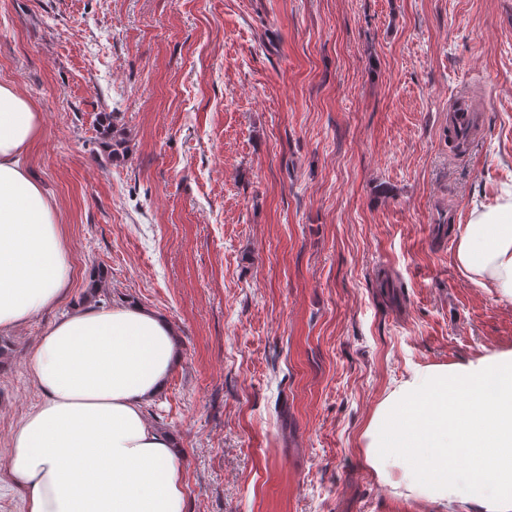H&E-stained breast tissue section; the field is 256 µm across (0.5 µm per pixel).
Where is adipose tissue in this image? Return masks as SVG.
I'll list each match as a JSON object with an SVG mask.
<instances>
[{
    "label": "adipose tissue",
    "instance_id": "adipose-tissue-1",
    "mask_svg": "<svg viewBox=\"0 0 512 512\" xmlns=\"http://www.w3.org/2000/svg\"><path fill=\"white\" fill-rule=\"evenodd\" d=\"M39 135L30 102L0 83L4 335L70 291L57 201L24 163ZM455 262L512 300V193L472 211ZM180 358L172 324L135 303L77 307L54 322L29 358L41 400L15 431L5 471L26 512H186L179 450L146 416ZM363 436L379 479L396 458L416 496L458 512H512V351L418 373L378 406Z\"/></svg>",
    "mask_w": 512,
    "mask_h": 512
}]
</instances>
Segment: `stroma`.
I'll return each instance as SVG.
<instances>
[{
    "instance_id": "1",
    "label": "stroma",
    "mask_w": 512,
    "mask_h": 512,
    "mask_svg": "<svg viewBox=\"0 0 512 512\" xmlns=\"http://www.w3.org/2000/svg\"><path fill=\"white\" fill-rule=\"evenodd\" d=\"M0 82L41 117L25 163L73 269L0 339V473L36 343L97 281L178 332L147 416L187 512H448L362 433L416 372L512 350V302L454 260L512 190V0H0ZM477 105L469 97H460L448 110V128L465 130L472 138L475 134Z\"/></svg>"
}]
</instances>
